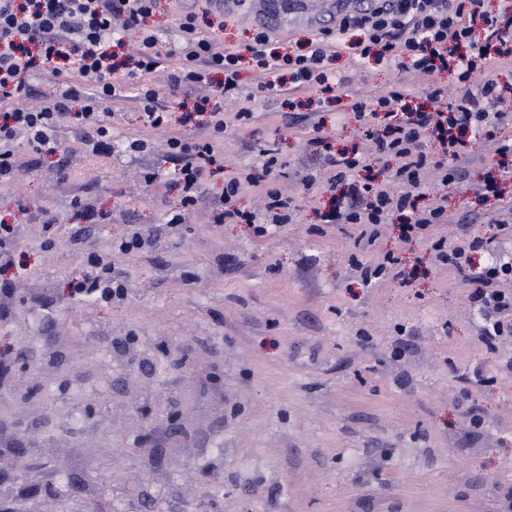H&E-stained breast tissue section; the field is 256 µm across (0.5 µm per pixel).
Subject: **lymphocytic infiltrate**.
I'll return each mask as SVG.
<instances>
[{"label":"lymphocytic infiltrate","instance_id":"1","mask_svg":"<svg viewBox=\"0 0 512 512\" xmlns=\"http://www.w3.org/2000/svg\"><path fill=\"white\" fill-rule=\"evenodd\" d=\"M372 9L341 15L335 30L298 45L282 46L266 29L254 31L244 49L223 46L206 35L204 22L196 13H186L175 22L173 34L180 58L169 75L171 92L191 96L203 88L211 74L224 76L225 92L236 91L239 67L251 57L258 74L257 86L294 106L297 94L315 87L319 104L339 102V86L333 70L341 52L360 61L395 65L429 80L440 73L452 75L464 93L446 102L441 89L431 90L428 105L413 106L407 92L396 85L351 106L363 125L364 136L377 147V162L385 183L370 176V166L358 152L335 150L323 137L309 139L324 158L329 175L318 180L309 175L306 189L323 187L335 194L336 203L321 219L326 224H355L362 231L356 247L373 244L372 228L400 220V234L407 241H431L433 225L448 221L444 207L422 208L417 191L424 170L433 162L421 150L423 136H430L447 157L446 177L457 174L456 165L467 137L490 142L497 158L483 181L491 196H499L501 181L512 173V139L501 137L502 127L512 114L498 111L502 95L495 73L512 64V12L495 14L482 8V0H374ZM156 0H0V184L14 181L19 169L10 148L16 135H24L34 150L54 143V135L78 103L79 114L88 128V142L96 154L112 147V129L103 115L120 98L121 86L113 76L112 34L123 30L136 34L139 49L132 58L128 77L141 81L139 100L151 127L169 123V112L149 77L163 68L156 31L147 25ZM48 74L59 78V93L48 106L37 110L21 105L25 77ZM196 114L203 120L194 138L170 137L167 154L174 164V180L182 191V211L166 216L169 227L183 221L184 209L201 198L199 182L203 167L216 164L224 141V113L199 104ZM279 159L267 151L263 176L245 173L227 182L222 206L214 210V222L245 224L262 236L269 224L291 221L295 209L273 179ZM259 188L266 199V215L233 207L243 185ZM437 262L452 267L461 283L470 286L469 298L484 316L480 339L488 350L512 336V293L497 289V282L512 277V257L501 256L475 265V253L488 248L479 236L462 234L452 243L431 241ZM92 273L73 282L71 292L97 303L123 301L125 278L110 260L90 254L85 258Z\"/></svg>","mask_w":512,"mask_h":512}]
</instances>
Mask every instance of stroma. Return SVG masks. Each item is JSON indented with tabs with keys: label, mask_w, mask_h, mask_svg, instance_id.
Wrapping results in <instances>:
<instances>
[{
	"label": "stroma",
	"mask_w": 512,
	"mask_h": 512,
	"mask_svg": "<svg viewBox=\"0 0 512 512\" xmlns=\"http://www.w3.org/2000/svg\"><path fill=\"white\" fill-rule=\"evenodd\" d=\"M186 11L212 14V34L226 46L256 27L247 0L219 13L211 0H160L149 23L162 52L176 50L168 31ZM336 76L340 104L315 114L259 92L249 65L233 95L210 88L224 112V167L203 168L202 199L187 210L166 141L193 138L196 126L165 73L154 82L169 126L146 125L140 83L127 79L105 116L110 155L84 144L76 117L59 127L55 152L14 140L17 182L0 186V220L16 226L18 260L0 271V452L20 448L38 462L0 478V498L15 512H84L93 500L126 512L140 493L158 512H500L512 494V377L480 385L462 375L494 373L499 356H512V338L489 352L467 286L434 263L426 242L403 243L398 224L381 225L366 258L399 254L412 285L383 278L363 287L350 261L359 227L312 233L330 195L303 186L323 171L307 144L314 133L338 149L362 148L352 102L396 82L415 96L426 86L345 54ZM244 108L251 120L238 119ZM135 139L148 150L129 153ZM268 149L282 164L277 185L296 206L292 221L261 237L213 224L225 183L259 169ZM465 158L464 176L423 190L421 205L441 203L454 218L434 233L479 235L512 253L495 222L512 202V178L501 198H480L493 152L477 138ZM149 172L156 181L146 182ZM89 208L105 221H86ZM178 209L183 224L173 230L165 216ZM47 214L62 228L48 251ZM134 228L152 230L151 246L115 253ZM92 252L125 271L124 301L70 296ZM175 411L185 436L171 429ZM142 429L163 451L179 447L180 465L140 448Z\"/></svg>",
	"instance_id": "stroma-1"
}]
</instances>
